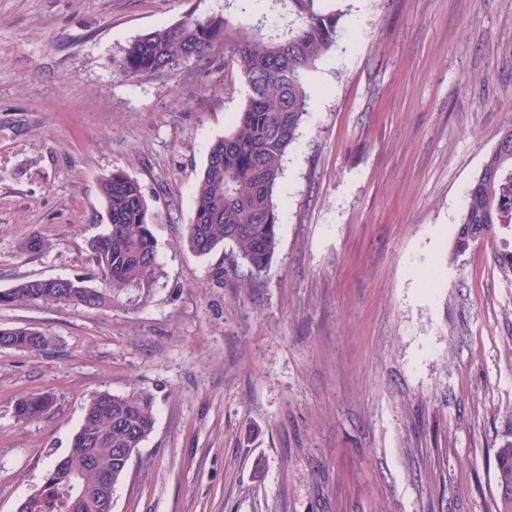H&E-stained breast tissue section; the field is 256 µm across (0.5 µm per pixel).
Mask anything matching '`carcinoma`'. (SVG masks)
Here are the masks:
<instances>
[{
	"label": "carcinoma",
	"instance_id": "cac0c4a2",
	"mask_svg": "<svg viewBox=\"0 0 512 512\" xmlns=\"http://www.w3.org/2000/svg\"><path fill=\"white\" fill-rule=\"evenodd\" d=\"M256 0H229L224 12L185 13L178 21L137 36L110 62L129 78L144 79L179 70L188 62L207 68L220 56L224 70L245 88L240 111L228 132L209 147L194 194V213L185 243L198 256L218 247L236 258L243 271L239 287L247 290L269 268L279 243L283 212L277 195L284 160L298 142L308 114L311 77L333 52L342 34L345 11L338 0H272V9L252 25L235 21ZM99 193L107 224L92 244L99 282L83 276L31 278L0 292V307L21 303L102 309L125 288H148L162 270L152 215L139 181L116 170L104 178ZM512 137L486 157L481 174L470 183L454 239L489 242L494 264L512 271ZM47 342L39 330L0 327V347L37 351ZM48 394L21 398L17 419L41 418L52 406ZM153 398L143 391L91 396L83 421L66 456L67 483H43L28 512H70L80 492L82 512H100L93 500L102 475L119 482V449L140 448L153 433ZM498 512H512V441L494 454Z\"/></svg>",
	"mask_w": 512,
	"mask_h": 512
}]
</instances>
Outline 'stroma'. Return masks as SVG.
Returning <instances> with one entry per match:
<instances>
[{
  "label": "stroma",
  "instance_id": "obj_1",
  "mask_svg": "<svg viewBox=\"0 0 512 512\" xmlns=\"http://www.w3.org/2000/svg\"><path fill=\"white\" fill-rule=\"evenodd\" d=\"M284 161L272 263L247 296L184 248L208 147L245 89L223 65L132 80L137 35L224 0H0V290L96 276L101 180L137 178L162 262L87 310L0 326V512L41 488L97 392L152 394L112 512H495L512 440V272L453 253L465 192L512 126V0H345ZM46 249H28L30 239ZM56 406L18 423L16 401ZM47 342L46 336L39 330L29 327H0V348L37 351ZM2 346V347H1ZM494 472L498 512H512V441L506 440L496 448ZM496 511V512H497Z\"/></svg>",
  "mask_w": 512,
  "mask_h": 512
}]
</instances>
